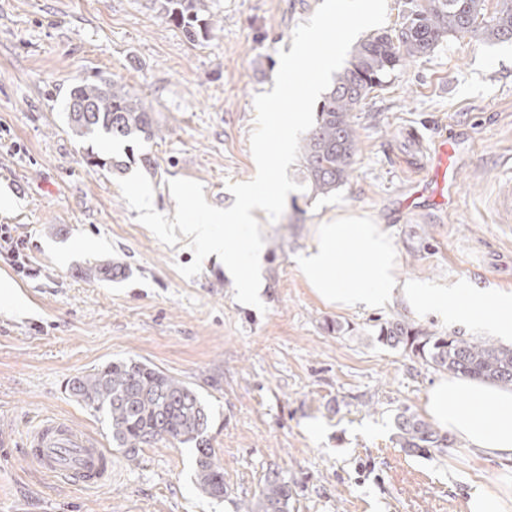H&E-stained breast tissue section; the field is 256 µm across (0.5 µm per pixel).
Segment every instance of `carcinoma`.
<instances>
[{
    "instance_id": "carcinoma-1",
    "label": "carcinoma",
    "mask_w": 512,
    "mask_h": 512,
    "mask_svg": "<svg viewBox=\"0 0 512 512\" xmlns=\"http://www.w3.org/2000/svg\"><path fill=\"white\" fill-rule=\"evenodd\" d=\"M200 0H159L160 10L187 40L210 31L198 9ZM487 0H407L400 27L368 35L354 46L351 58L318 103L313 127L302 139L300 160L309 196L317 198L344 185L351 174L358 137L351 121L370 92L406 62L430 54L457 33H475L489 43L512 41V0H498L487 12ZM84 106L67 112L69 129L79 139L101 136L110 142L149 141L158 135L151 109L137 94L101 73L77 82L69 101ZM87 279L115 281L126 267L99 264L84 268ZM378 341L410 348L437 371L512 388V348L489 339L428 334L403 319L380 325ZM76 401L103 412L110 422L112 447L133 462L143 448L161 441L196 450L195 483L204 494L227 493L224 468L208 438L209 415L198 393L164 372L137 360L110 362L67 382ZM400 447L418 455L449 447L448 436L404 410L395 417ZM292 487L278 473L267 477L256 501L244 512H288Z\"/></svg>"
}]
</instances>
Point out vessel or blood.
Instances as JSON below:
<instances>
[{"label": "vessel or blood", "mask_w": 512, "mask_h": 512, "mask_svg": "<svg viewBox=\"0 0 512 512\" xmlns=\"http://www.w3.org/2000/svg\"><path fill=\"white\" fill-rule=\"evenodd\" d=\"M434 165L427 180L416 183V195H429L435 206L449 207L455 202L458 190L454 177V149L441 141L434 150ZM505 187L500 190L495 209L500 223L512 221V166L498 174ZM29 460L43 473L63 478L71 483L91 487L98 484L112 468L110 455L98 442L80 433L68 422L57 418L43 419L26 440Z\"/></svg>", "instance_id": "b4317fda"}]
</instances>
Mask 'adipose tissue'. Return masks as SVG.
Here are the masks:
<instances>
[{
  "label": "adipose tissue",
  "mask_w": 512,
  "mask_h": 512,
  "mask_svg": "<svg viewBox=\"0 0 512 512\" xmlns=\"http://www.w3.org/2000/svg\"><path fill=\"white\" fill-rule=\"evenodd\" d=\"M424 406L440 427L467 448L512 462V390L444 378L429 390Z\"/></svg>",
  "instance_id": "adipose-tissue-1"
}]
</instances>
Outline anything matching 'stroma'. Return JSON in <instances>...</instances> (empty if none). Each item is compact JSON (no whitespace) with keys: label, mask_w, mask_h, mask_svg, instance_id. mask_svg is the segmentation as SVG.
Listing matches in <instances>:
<instances>
[{"label":"stroma","mask_w":512,"mask_h":512,"mask_svg":"<svg viewBox=\"0 0 512 512\" xmlns=\"http://www.w3.org/2000/svg\"><path fill=\"white\" fill-rule=\"evenodd\" d=\"M322 0H202L212 27L188 41L157 0H0V225L21 239L32 275L0 249V286L26 307L0 305V512H242L265 476L294 489L290 512H467L472 483L495 487L508 465L454 442L443 453L404 451L395 416L424 415L443 372L411 350L377 340V324L403 319L429 333L449 328L402 302L377 311L326 305L296 262L315 225L371 217L392 238L399 275L512 292V230L499 224L496 171L512 155V42L470 33L395 70L352 114L359 138L348 181L313 200L290 193L264 225L262 308L243 306L222 262L196 277L186 242L161 243L123 199L122 172L88 162L123 144L70 132L74 83L101 70L142 97L160 134L142 146L153 205L171 216L169 182H200L207 202L230 207L228 182L256 174L253 101L271 91L279 54ZM456 138L455 205L404 207L425 178L435 142ZM122 265L120 281L81 268ZM134 359L197 390L228 493L195 484L194 449L161 442L137 463L113 451L111 478L81 487L40 472L24 455L28 432L59 417L112 441L104 415L72 398L68 379Z\"/></svg>","instance_id":"obj_1"}]
</instances>
